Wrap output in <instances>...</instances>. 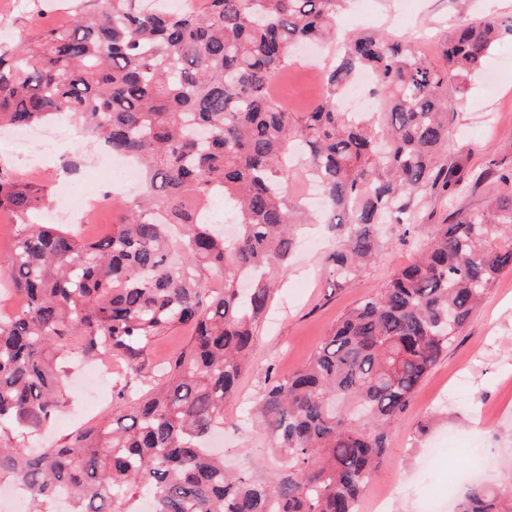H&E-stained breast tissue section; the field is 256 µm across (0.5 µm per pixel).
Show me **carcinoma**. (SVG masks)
Segmentation results:
<instances>
[{
  "mask_svg": "<svg viewBox=\"0 0 512 512\" xmlns=\"http://www.w3.org/2000/svg\"><path fill=\"white\" fill-rule=\"evenodd\" d=\"M70 24L0 42V126L76 118L80 134L144 169L121 199L112 234L77 237L35 224L43 188L0 172L13 248L0 273L23 305L0 316V483L25 490L31 512H357L388 432L457 331L512 270V165L477 173L439 162L448 147V83L465 94L512 25L461 13L433 65L407 39L360 34L321 68L307 112L273 95L294 45L337 38L346 0H204L192 14L165 0H75ZM372 75L377 111L340 100ZM325 198L336 248L324 264L342 285L384 246L426 195L453 200L470 182L502 190L440 224L385 288L350 309L298 370L275 378L254 408L281 459L275 482L224 469L208 448L224 401L247 366L303 223L288 200L292 159ZM224 199L227 238L210 201ZM178 328L186 345L152 363ZM115 358L129 383L118 413L50 448H28L66 401L65 365ZM457 512H512V481L476 484Z\"/></svg>",
  "mask_w": 512,
  "mask_h": 512,
  "instance_id": "obj_1",
  "label": "carcinoma"
}]
</instances>
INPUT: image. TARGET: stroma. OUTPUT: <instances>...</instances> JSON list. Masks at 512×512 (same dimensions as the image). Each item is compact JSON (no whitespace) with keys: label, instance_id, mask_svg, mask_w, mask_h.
I'll return each mask as SVG.
<instances>
[{"label":"stroma","instance_id":"stroma-1","mask_svg":"<svg viewBox=\"0 0 512 512\" xmlns=\"http://www.w3.org/2000/svg\"><path fill=\"white\" fill-rule=\"evenodd\" d=\"M69 0H30L28 7L0 16V34L16 38L33 25L62 26L68 21L61 6ZM472 16L493 15L512 20V0H348L338 16L344 35L384 31L393 38L410 39L428 61L441 63L443 50L459 10ZM329 49L317 50L314 59L297 51L288 71L274 84L273 93L292 112L307 111L321 96L320 83L311 81L310 69L330 62ZM450 137L446 162L470 169L485 168L489 159L512 157V123L497 118L496 109L512 108V36H505L490 52L486 69L473 75L465 97L449 96ZM57 140V151L78 157L77 171L53 165L39 142ZM101 146L78 137L75 129L49 122L32 130L26 144L0 148V172L17 182L43 187L46 198L56 200L60 190L75 198L91 189L119 193L118 171L96 164ZM47 165V173L34 176L30 163ZM492 181L474 185L469 193L449 204L434 195L418 204L413 232L404 225L383 228L386 246L356 277L334 286L323 257L336 242L334 232L322 226L305 231L294 252L262 323L248 369L238 381V394L224 404V461L235 471L261 483L276 481L281 464L260 427L242 422L244 408L267 384L268 374L285 375L300 368L349 309L384 288L394 273L413 262L431 239L437 225L449 223L455 210L470 209L498 193ZM116 361L97 363L103 380L82 392L70 389L61 412L36 435L37 443L59 444L78 429L80 410L96 402V416L115 411V388L120 382ZM431 426L424 436L414 428L421 420ZM391 450L376 469L371 494L397 484L398 495L384 512H426L428 499H442L449 472L477 474L497 485L512 474V271L504 272L485 298L478 314L458 333L436 366L414 394L401 421L389 432ZM439 446L441 454L427 462L425 451Z\"/></svg>","mask_w":512,"mask_h":512}]
</instances>
